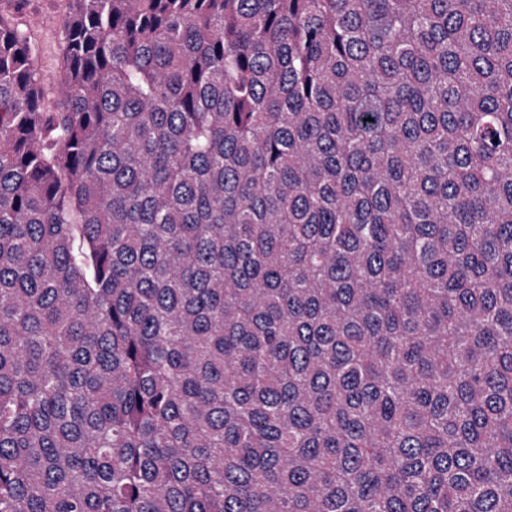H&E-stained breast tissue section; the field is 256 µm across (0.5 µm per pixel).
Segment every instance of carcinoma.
I'll use <instances>...</instances> for the list:
<instances>
[{"label": "carcinoma", "mask_w": 512, "mask_h": 512, "mask_svg": "<svg viewBox=\"0 0 512 512\" xmlns=\"http://www.w3.org/2000/svg\"><path fill=\"white\" fill-rule=\"evenodd\" d=\"M0 17V512H512V0ZM69 0H0V16L10 17L27 31L37 51L36 66L45 90L43 107L54 112L58 103L62 21Z\"/></svg>", "instance_id": "cac0c4a2"}]
</instances>
